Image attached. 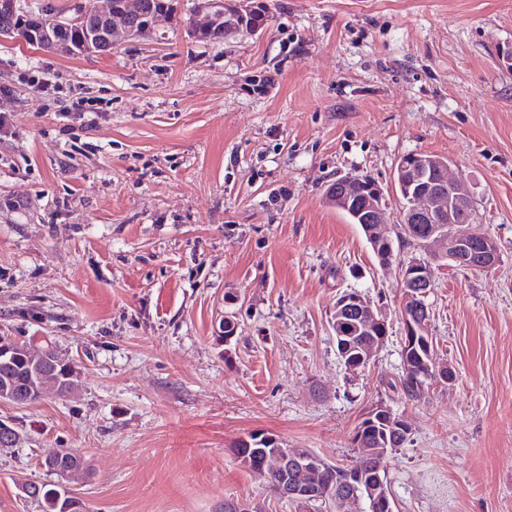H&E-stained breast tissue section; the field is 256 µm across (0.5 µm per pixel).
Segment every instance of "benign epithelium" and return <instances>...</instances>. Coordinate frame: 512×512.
Wrapping results in <instances>:
<instances>
[{"mask_svg": "<svg viewBox=\"0 0 512 512\" xmlns=\"http://www.w3.org/2000/svg\"><path fill=\"white\" fill-rule=\"evenodd\" d=\"M266 7V0H240L236 3L229 23V33L241 31L246 19L257 7ZM98 18L107 22L103 35L106 48L150 33L161 19L163 12L149 13L140 0H125L112 16V0L106 6L95 7ZM394 182L399 186L405 202L400 223L411 225V231L421 244L438 246L436 256L450 260L458 266L486 270L495 266L497 249L494 240L470 231L476 218L473 197L466 183L448 176V163L424 153H410L399 161ZM327 200L338 209L349 213L367 233L370 245L380 259L387 263L392 257L390 238L382 225L387 223L384 193L378 182L366 177L347 174L328 185ZM432 283L429 264L412 261L402 267V309L404 338L403 365L410 369L407 356L421 359L428 336L429 305L427 297ZM354 321L360 334L368 335L385 324L380 311L362 295L345 292L336 301L332 328L340 334V324ZM258 473L275 482L278 493L285 499L307 503L321 497L324 492L323 463L310 452H292L279 449L265 451ZM342 482L353 489L365 490L369 500L377 503L383 512H390V496L382 479L366 480L364 464L344 468Z\"/></svg>", "mask_w": 512, "mask_h": 512, "instance_id": "1", "label": "benign epithelium"}]
</instances>
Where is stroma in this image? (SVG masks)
<instances>
[{
    "label": "stroma",
    "mask_w": 512,
    "mask_h": 512,
    "mask_svg": "<svg viewBox=\"0 0 512 512\" xmlns=\"http://www.w3.org/2000/svg\"><path fill=\"white\" fill-rule=\"evenodd\" d=\"M194 3L100 54L0 39V336L79 374L73 395L0 403V512H44L22 487L58 485L44 461L62 448L91 467L70 486L85 512H299L238 441L353 467L380 403L411 425L385 462L398 512H512V0H268V29L207 42ZM409 153L465 180L493 269L402 240ZM351 173L384 190L390 263L325 197ZM413 260L455 373L418 401L399 388ZM346 291L389 324L355 374L332 329Z\"/></svg>",
    "instance_id": "1"
}]
</instances>
